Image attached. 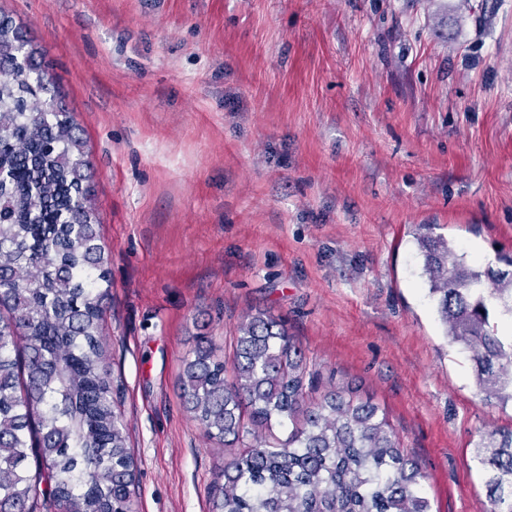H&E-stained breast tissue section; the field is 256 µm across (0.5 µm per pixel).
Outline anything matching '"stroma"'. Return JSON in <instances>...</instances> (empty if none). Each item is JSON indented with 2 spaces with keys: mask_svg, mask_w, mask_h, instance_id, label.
I'll list each match as a JSON object with an SVG mask.
<instances>
[{
  "mask_svg": "<svg viewBox=\"0 0 512 512\" xmlns=\"http://www.w3.org/2000/svg\"><path fill=\"white\" fill-rule=\"evenodd\" d=\"M87 142L109 254L103 340L134 512H210L227 454L184 410L198 335L266 309L320 396L349 381L426 475L491 512L477 394L422 275L419 224L512 256V0H0Z\"/></svg>",
  "mask_w": 512,
  "mask_h": 512,
  "instance_id": "1",
  "label": "stroma"
}]
</instances>
